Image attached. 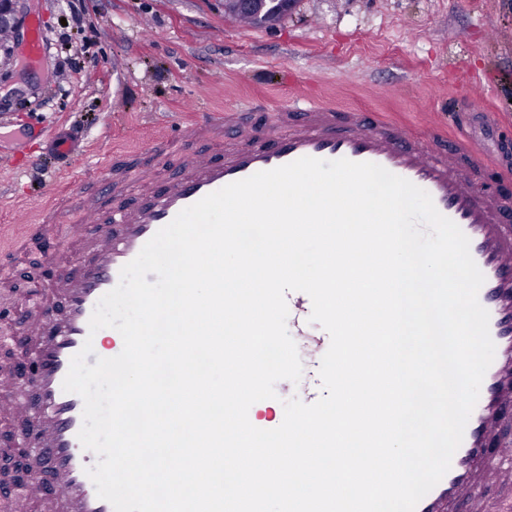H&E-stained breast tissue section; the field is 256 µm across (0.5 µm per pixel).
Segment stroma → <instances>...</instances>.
Wrapping results in <instances>:
<instances>
[{"label":"stroma","instance_id":"35a3bbf8","mask_svg":"<svg viewBox=\"0 0 512 512\" xmlns=\"http://www.w3.org/2000/svg\"><path fill=\"white\" fill-rule=\"evenodd\" d=\"M36 7L48 39L40 63L21 78L18 61L0 64V365L21 380L40 283L91 247L67 224L39 235L10 226L13 209L40 216L51 187L73 179L48 146L54 131L84 134L91 177L103 157L164 140L171 153L159 174L172 179L190 99L210 116L261 103L269 122L274 107L307 92L421 127L456 109L472 115L480 139L485 114L512 123V0H295L261 26L226 19L224 0H81L94 57L79 39L66 49L57 42L64 0ZM64 61L73 67L65 81Z\"/></svg>","mask_w":512,"mask_h":512}]
</instances>
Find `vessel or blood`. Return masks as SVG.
Returning a JSON list of instances; mask_svg holds the SVG:
<instances>
[{
	"label": "vessel or blood",
	"instance_id": "vessel-or-blood-1",
	"mask_svg": "<svg viewBox=\"0 0 512 512\" xmlns=\"http://www.w3.org/2000/svg\"><path fill=\"white\" fill-rule=\"evenodd\" d=\"M277 123L278 131H270L261 117L245 119L240 109L225 110L218 119L196 117L180 130L186 147L180 175L161 187L156 166L142 167L138 179L147 190L133 200L127 197L124 176L114 174L109 163L94 181L75 183L72 198L84 217L80 229L94 236L95 254L64 281L63 310L44 304L36 328L40 343L27 356L36 366L25 387L29 416L40 429L25 432L24 438L34 450L35 470L48 476L68 512H114L86 474L97 457L78 439L83 400L62 388L84 342L93 346L87 357L91 365L123 348L113 341L111 329L90 332L97 302L158 230L204 196L302 157L345 158L381 165L428 192L437 210L468 237L471 256L484 275L478 300L489 313L495 357L449 471L415 512H459L475 503L485 512H512V492H491L501 475L512 471V455L497 451L491 435L492 427L512 414V225L502 218L512 209V197L491 199L481 180L497 157L512 151V142L484 147L472 137L464 116L456 118L454 132L434 126L417 133L382 112L339 109L308 98L281 106ZM228 128L241 138L228 152L196 151V144L223 141ZM286 298L289 334L310 335V297L290 292Z\"/></svg>",
	"mask_w": 512,
	"mask_h": 512
}]
</instances>
